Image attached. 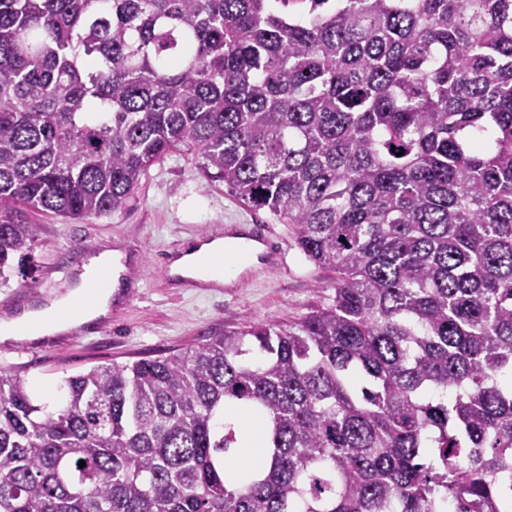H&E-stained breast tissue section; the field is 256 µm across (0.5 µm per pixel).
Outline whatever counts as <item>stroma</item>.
<instances>
[{"instance_id": "35a3bbf8", "label": "stroma", "mask_w": 512, "mask_h": 512, "mask_svg": "<svg viewBox=\"0 0 512 512\" xmlns=\"http://www.w3.org/2000/svg\"><path fill=\"white\" fill-rule=\"evenodd\" d=\"M41 235L29 265L34 276L57 266L78 276L76 244L125 251L141 273L130 304L113 315L103 334L73 339L66 346L1 355L0 366L18 370L40 401L56 403L62 378L98 365L132 362L196 347L214 335L246 323L273 322L288 327L313 309L331 303L336 274L315 267L300 253L289 224L277 226L289 242L284 270L258 274L233 292L167 287L160 271L164 248L197 236L212 224H269L272 216L254 210L207 186L192 153L175 152L154 164L123 209L83 221L34 213Z\"/></svg>"}]
</instances>
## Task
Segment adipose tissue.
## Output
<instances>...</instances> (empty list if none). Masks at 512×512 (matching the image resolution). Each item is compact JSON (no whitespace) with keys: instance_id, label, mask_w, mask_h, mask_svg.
Wrapping results in <instances>:
<instances>
[{"instance_id":"ef3b65f1","label":"adipose tissue","mask_w":512,"mask_h":512,"mask_svg":"<svg viewBox=\"0 0 512 512\" xmlns=\"http://www.w3.org/2000/svg\"><path fill=\"white\" fill-rule=\"evenodd\" d=\"M224 242L217 239L201 245L175 263L176 272L204 280L223 281V269L211 265L212 256L223 253ZM119 278H112L108 288L97 290L91 288L87 278H80L75 288L63 299L52 302L45 307H36L24 311L19 317L0 322V337L15 336L18 328L30 330L31 338L64 331L92 320L107 316L112 306V294L121 288ZM240 430L247 436L248 442L232 449L225 460L229 465H247L260 468L264 457L258 442L263 433V424L247 414L234 417Z\"/></svg>"}]
</instances>
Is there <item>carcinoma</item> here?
<instances>
[{"label": "carcinoma", "mask_w": 512, "mask_h": 512, "mask_svg": "<svg viewBox=\"0 0 512 512\" xmlns=\"http://www.w3.org/2000/svg\"><path fill=\"white\" fill-rule=\"evenodd\" d=\"M175 151L333 303L52 408L1 366L0 512H512V0H0V288ZM234 420L249 441L240 448H232L231 452L225 455V461L230 466L247 465L254 469L262 467L265 462L262 448L256 447L263 433V423L244 413L236 414Z\"/></svg>", "instance_id": "carcinoma-1"}]
</instances>
